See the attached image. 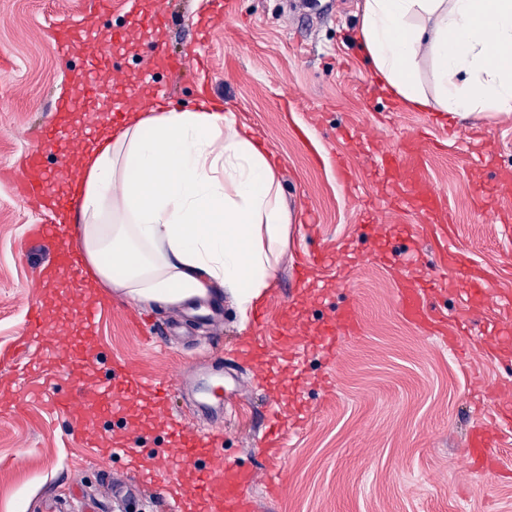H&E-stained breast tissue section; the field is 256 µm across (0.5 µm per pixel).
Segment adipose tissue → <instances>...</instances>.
I'll list each match as a JSON object with an SVG mask.
<instances>
[{"instance_id": "obj_1", "label": "adipose tissue", "mask_w": 512, "mask_h": 512, "mask_svg": "<svg viewBox=\"0 0 512 512\" xmlns=\"http://www.w3.org/2000/svg\"><path fill=\"white\" fill-rule=\"evenodd\" d=\"M358 45L410 108L449 117L512 111V0H364ZM430 61L432 83L420 78ZM70 182L89 281L177 306L223 287L241 318L288 247L290 217L266 150L233 113L135 98L100 123Z\"/></svg>"}]
</instances>
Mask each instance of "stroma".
Listing matches in <instances>:
<instances>
[{
  "instance_id": "1",
  "label": "stroma",
  "mask_w": 512,
  "mask_h": 512,
  "mask_svg": "<svg viewBox=\"0 0 512 512\" xmlns=\"http://www.w3.org/2000/svg\"><path fill=\"white\" fill-rule=\"evenodd\" d=\"M212 2L169 0L170 22L150 33L132 25L124 0H112L103 16L96 0H0V69L10 73L0 81V350L13 345L30 305L44 295L36 272L51 253L29 227L60 218L17 192L39 128L83 75V48L60 57L51 33L79 18L120 28L121 72H96L102 94L111 93L114 77L136 84L151 71L178 109L205 100L244 115L278 164L291 235L264 304L270 320L310 336L332 307L352 300L362 329L297 376L254 386L235 351L253 325L241 321L223 291L193 312L112 296L101 302L88 354L105 369L117 359L154 379L183 367L193 383L219 380L237 391L224 409L218 468L262 471L257 442L271 421L270 398L278 400L281 423L301 418L282 491L270 496L260 479L250 489L259 512H512V425L498 429L493 476L461 461L472 429L489 420L484 390L512 401V334L505 332L512 308L492 298L469 308L437 269L440 243L450 236L501 293L512 294V114L451 119L399 105L373 80L357 46L363 0H227L222 14L213 13ZM189 15L209 18L210 28L189 27ZM167 56L199 63L198 77L163 66ZM416 134L441 143L418 164L445 207V219L429 224L401 203L396 177L377 162L389 141ZM338 159L354 193L341 186ZM378 219L387 231L374 243L361 227ZM313 253L335 259L310 272L322 303L295 281ZM402 276L422 284L437 319L455 323L466 361L447 337L402 317ZM69 331V322L57 319L43 346L0 366V386L20 395L16 408L0 412V512H162L154 487L115 495L114 485L130 476L125 457L95 455L72 436L63 412L30 394L26 366L33 360L58 392L70 391L73 359L59 341ZM143 406L131 401L126 418L145 425L151 449L164 445L173 416L204 420L184 391L151 418Z\"/></svg>"
}]
</instances>
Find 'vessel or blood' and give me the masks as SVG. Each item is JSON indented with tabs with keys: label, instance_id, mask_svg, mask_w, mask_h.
Returning <instances> with one entry per match:
<instances>
[{
	"label": "vessel or blood",
	"instance_id": "vessel-or-blood-1",
	"mask_svg": "<svg viewBox=\"0 0 512 512\" xmlns=\"http://www.w3.org/2000/svg\"><path fill=\"white\" fill-rule=\"evenodd\" d=\"M123 39L122 32L103 33L95 27L77 25L59 31L56 47L59 52H69L74 43H81L86 56L92 63H99L111 55ZM153 76L144 73L140 84L135 86L115 82L111 100L101 99L96 82L85 77L78 86L76 96L60 100L54 107L55 121L41 129L38 146L30 154V166L35 175L22 181L19 191L30 197H41L50 205L62 202L61 185L63 173L46 174L41 165L42 150L48 146L64 148L68 120L78 104H86L97 119L112 120L124 109L127 100L137 97L142 88L151 86ZM428 144L418 137L387 148L380 156V163L396 174H406L412 169L417 154L428 152ZM440 195L433 190L413 184L407 190L403 202L412 211L427 216L435 212L440 204ZM34 239L56 244L58 251L53 263L38 270L42 287L51 291L49 302H37L23 329V345L36 346L46 336L52 335L56 317L68 318L74 327L72 336L66 337L65 344L74 357L76 385L68 404L76 436H83L85 427L81 422L83 406H93L99 417L108 419L125 417L129 401L143 397L147 403L145 414L165 410L172 391L183 389L184 380L179 374L167 379L147 380L136 375L123 365L113 366L107 378H99L96 359L83 355L84 344L96 332L100 308L89 302L75 300L72 289L59 287L61 272L77 271L80 267L79 255L61 246L64 230L59 224H36L30 230ZM441 271L448 279L449 287H462L467 302L473 303L488 297L490 283L480 276L463 251L454 242L444 246ZM422 288L407 284L398 294L401 313L412 320L426 319L422 301ZM361 330L355 304L333 309L323 318L313 336H295L284 325L260 320L256 336L240 346L239 356L252 362L258 377H265L264 358L270 350H277L286 366L300 365L311 350L333 353L337 342L345 337L357 335ZM167 446L155 451L152 463H142L144 433L141 427L124 426L122 431L109 437L110 453L124 454L133 468L138 471V482L155 487L169 502L172 512H255L256 503L250 488L256 480L254 472L229 464L224 469H216L212 460L217 456L224 437L217 428L201 430L185 421L173 422L166 430ZM269 463L265 469V479L270 492H277L283 476V461L287 452V430L283 425H275L264 440ZM490 436L486 429L475 430L469 441L466 464L470 467L491 468L493 457L489 451ZM191 465L195 470V480L191 486L176 482L173 475L182 465Z\"/></svg>",
	"mask_w": 512,
	"mask_h": 512
}]
</instances>
